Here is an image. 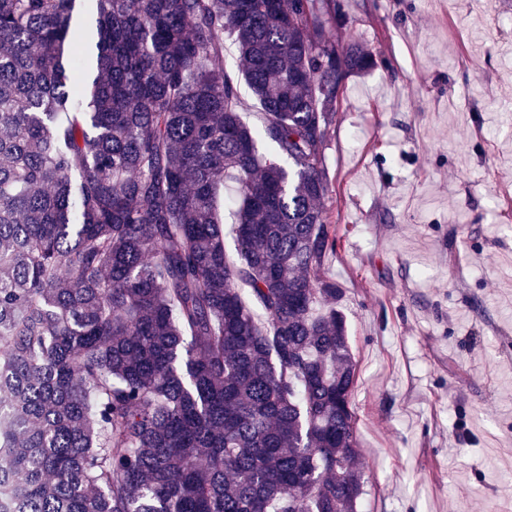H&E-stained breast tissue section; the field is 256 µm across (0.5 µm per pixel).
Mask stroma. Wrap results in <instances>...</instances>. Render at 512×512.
Returning a JSON list of instances; mask_svg holds the SVG:
<instances>
[{
  "mask_svg": "<svg viewBox=\"0 0 512 512\" xmlns=\"http://www.w3.org/2000/svg\"><path fill=\"white\" fill-rule=\"evenodd\" d=\"M325 151L360 512H512V0H340Z\"/></svg>",
  "mask_w": 512,
  "mask_h": 512,
  "instance_id": "35a3bbf8",
  "label": "stroma"
}]
</instances>
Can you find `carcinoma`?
<instances>
[{"mask_svg": "<svg viewBox=\"0 0 512 512\" xmlns=\"http://www.w3.org/2000/svg\"><path fill=\"white\" fill-rule=\"evenodd\" d=\"M91 2L0 0V505L359 512L322 201L375 59L326 0Z\"/></svg>", "mask_w": 512, "mask_h": 512, "instance_id": "1", "label": "carcinoma"}]
</instances>
